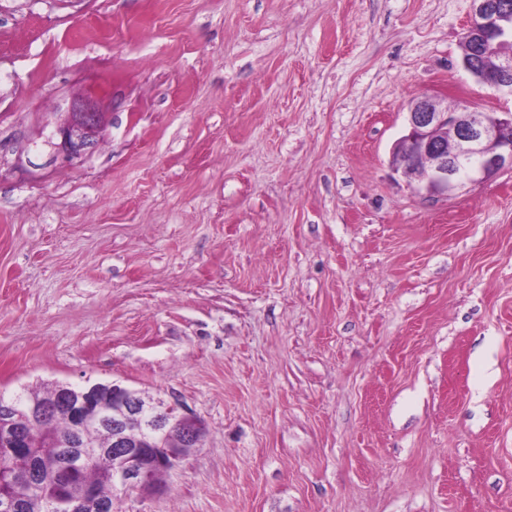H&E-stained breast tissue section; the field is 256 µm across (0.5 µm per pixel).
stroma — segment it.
I'll use <instances>...</instances> for the list:
<instances>
[{
    "label": "stroma",
    "instance_id": "stroma-1",
    "mask_svg": "<svg viewBox=\"0 0 512 512\" xmlns=\"http://www.w3.org/2000/svg\"><path fill=\"white\" fill-rule=\"evenodd\" d=\"M472 0H0V393L205 425L121 512H512V172L430 199ZM93 103L95 144L55 126Z\"/></svg>",
    "mask_w": 512,
    "mask_h": 512
}]
</instances>
